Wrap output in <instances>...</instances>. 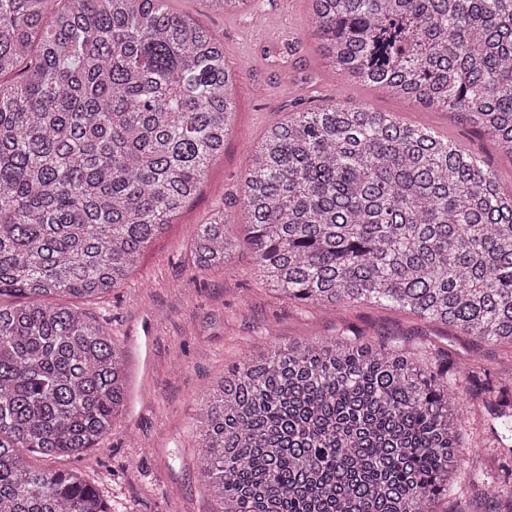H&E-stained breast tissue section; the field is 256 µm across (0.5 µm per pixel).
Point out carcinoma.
I'll list each match as a JSON object with an SVG mask.
<instances>
[{
  "label": "carcinoma",
  "instance_id": "obj_1",
  "mask_svg": "<svg viewBox=\"0 0 512 512\" xmlns=\"http://www.w3.org/2000/svg\"><path fill=\"white\" fill-rule=\"evenodd\" d=\"M344 79L460 113L512 154V0H313ZM224 43L168 0H0V512H111L76 457L127 400L125 351L49 296L99 297L205 181L234 130ZM256 271L302 305L394 308L512 348V193L461 145L391 112H293L240 198ZM240 241L199 225L201 270ZM493 387L426 349L270 342L201 403L218 512H434L461 464L462 395ZM512 458V398L486 402ZM512 512V469L482 490Z\"/></svg>",
  "mask_w": 512,
  "mask_h": 512
}]
</instances>
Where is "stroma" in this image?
<instances>
[{"instance_id":"obj_1","label":"stroma","mask_w":512,"mask_h":512,"mask_svg":"<svg viewBox=\"0 0 512 512\" xmlns=\"http://www.w3.org/2000/svg\"><path fill=\"white\" fill-rule=\"evenodd\" d=\"M170 7L208 27L224 43L236 75V126L205 183L166 230L143 251L126 282L80 310L104 324L125 350V410L99 444L77 457L33 466L75 471L93 482L112 512H216L197 452L200 402L207 389L242 355L264 341L305 337L398 339L433 346L463 367L481 357L491 375L512 367V350L373 306L336 311L276 298L254 268L250 247L229 269L201 271L192 259L199 224L215 210L241 221L239 199L252 164L251 146L288 113L334 103L363 104L394 113L460 143L492 170L503 191L512 190V157L454 112H427L371 87L352 84L331 70L309 33L311 0H251L248 10L223 13L208 0H169ZM462 470L448 486L438 512H497L477 487L496 481L502 462L489 431V416L465 404Z\"/></svg>"}]
</instances>
